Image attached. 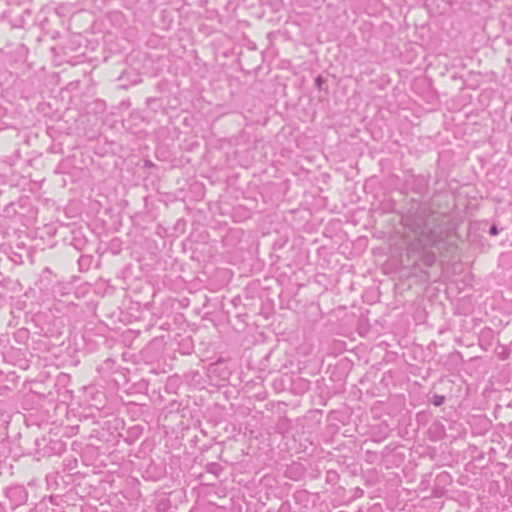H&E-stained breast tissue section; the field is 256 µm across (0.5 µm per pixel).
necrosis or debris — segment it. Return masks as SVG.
<instances>
[{"mask_svg": "<svg viewBox=\"0 0 512 512\" xmlns=\"http://www.w3.org/2000/svg\"><path fill=\"white\" fill-rule=\"evenodd\" d=\"M0 512H512V0H0Z\"/></svg>", "mask_w": 512, "mask_h": 512, "instance_id": "obj_1", "label": "necrosis or debris"}]
</instances>
